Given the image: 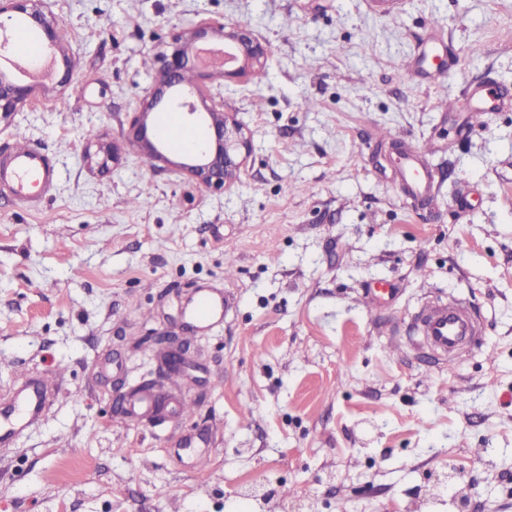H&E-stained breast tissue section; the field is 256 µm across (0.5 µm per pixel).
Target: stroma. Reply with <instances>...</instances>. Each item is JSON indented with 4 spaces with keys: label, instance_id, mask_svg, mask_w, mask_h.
I'll use <instances>...</instances> for the list:
<instances>
[{
    "label": "stroma",
    "instance_id": "1",
    "mask_svg": "<svg viewBox=\"0 0 512 512\" xmlns=\"http://www.w3.org/2000/svg\"><path fill=\"white\" fill-rule=\"evenodd\" d=\"M45 10L74 66L0 120V141L23 130L60 169L41 212L0 198V397L26 374L64 382L46 420L0 448V512H459L450 479L470 512H512V111L476 124L441 107L489 79L512 88V0ZM204 20L269 48L262 83L203 86L251 136L222 193L122 147L158 53ZM433 34L460 59L441 87L406 66ZM91 136L120 145L108 168L86 160ZM418 147L427 200L398 175ZM202 286L231 299L206 332L184 311ZM379 288L393 297L372 302ZM452 296L484 333L448 363L414 349L412 322ZM159 331L191 340V376L160 362ZM146 383L193 413H113L114 390Z\"/></svg>",
    "mask_w": 512,
    "mask_h": 512
}]
</instances>
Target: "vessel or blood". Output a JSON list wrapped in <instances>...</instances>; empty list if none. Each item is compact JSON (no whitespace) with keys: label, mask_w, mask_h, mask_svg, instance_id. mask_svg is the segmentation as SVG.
<instances>
[{"label":"vessel or blood","mask_w":512,"mask_h":512,"mask_svg":"<svg viewBox=\"0 0 512 512\" xmlns=\"http://www.w3.org/2000/svg\"><path fill=\"white\" fill-rule=\"evenodd\" d=\"M454 55L451 45L435 39L420 49L415 64L425 66L428 59H435L436 67L428 68L427 74L439 80L452 72ZM466 96L476 116L512 108V91L494 83L468 88ZM399 172L408 191L425 195L432 192L433 177L423 152L403 155ZM59 176L53 156L32 143L15 139L0 146V194L18 200L27 210L37 212L43 208ZM187 313L198 326L210 325L223 316L224 299L213 289H198ZM420 332L436 351L454 354L480 336L481 324L464 304L451 302L432 308L422 318ZM51 382L48 376H26L9 398L0 401L1 447L9 446L26 427L44 419L53 396Z\"/></svg>","instance_id":"obj_1"}]
</instances>
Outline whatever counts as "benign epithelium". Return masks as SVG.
<instances>
[{
    "label": "benign epithelium",
    "instance_id": "1",
    "mask_svg": "<svg viewBox=\"0 0 512 512\" xmlns=\"http://www.w3.org/2000/svg\"><path fill=\"white\" fill-rule=\"evenodd\" d=\"M41 0H0V49L8 43L11 24L22 21L38 32L44 50L56 58V71L51 87L69 83L70 60L57 38L58 25L38 8ZM267 46L240 26L200 23L182 28L171 35L167 49L158 58V69L152 86L140 100V106L129 123L126 145L154 163L171 165L216 192L231 188L251 152L247 130L228 112L216 104H208L201 91L203 80L217 69L226 79H234L249 69L265 64ZM36 86L20 80L0 67V118L19 111L32 99ZM181 112L190 122L208 131L206 145L172 160L165 145L155 133L154 117L159 112ZM160 349L164 366L180 373L194 367L191 342L168 332L153 338Z\"/></svg>",
    "mask_w": 512,
    "mask_h": 512
}]
</instances>
